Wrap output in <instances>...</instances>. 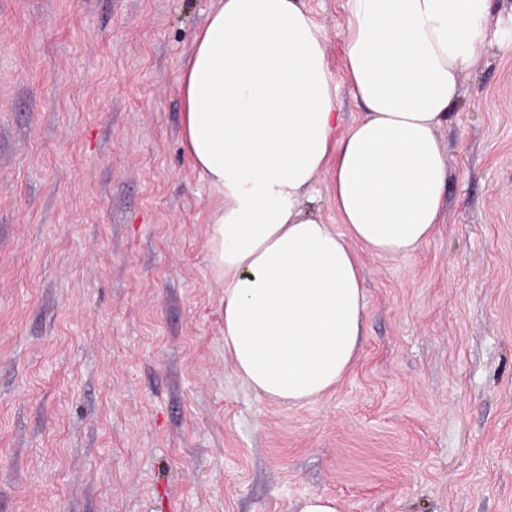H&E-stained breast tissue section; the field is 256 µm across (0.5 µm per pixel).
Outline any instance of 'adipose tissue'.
<instances>
[{
  "mask_svg": "<svg viewBox=\"0 0 512 512\" xmlns=\"http://www.w3.org/2000/svg\"><path fill=\"white\" fill-rule=\"evenodd\" d=\"M491 0H348L345 75L363 108L338 129V85L301 0H219L181 77L184 148L214 200L209 260L224 349L291 405L350 371L366 309L355 247L398 255L444 220L437 137L481 62ZM332 173L335 230L306 204Z\"/></svg>",
  "mask_w": 512,
  "mask_h": 512,
  "instance_id": "ef3b65f1",
  "label": "adipose tissue"
}]
</instances>
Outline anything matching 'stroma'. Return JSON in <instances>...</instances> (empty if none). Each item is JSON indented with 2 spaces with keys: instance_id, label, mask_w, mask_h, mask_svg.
<instances>
[{
  "instance_id": "1",
  "label": "stroma",
  "mask_w": 512,
  "mask_h": 512,
  "mask_svg": "<svg viewBox=\"0 0 512 512\" xmlns=\"http://www.w3.org/2000/svg\"><path fill=\"white\" fill-rule=\"evenodd\" d=\"M302 3L347 129V0ZM217 6L0 0V512H512V0L438 130L445 223L360 250L363 342L301 405L224 352L179 83ZM299 512H339V505L334 497L311 494L303 499Z\"/></svg>"
}]
</instances>
